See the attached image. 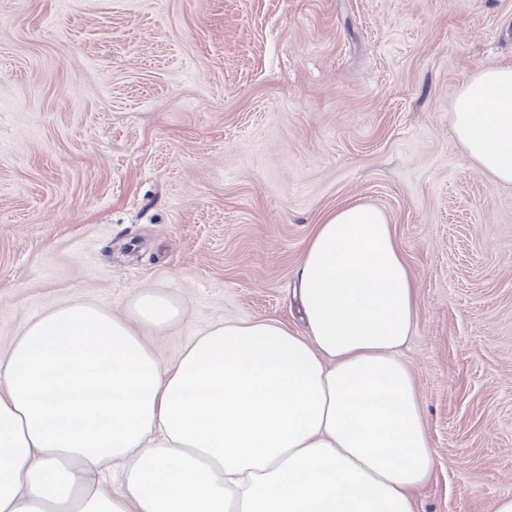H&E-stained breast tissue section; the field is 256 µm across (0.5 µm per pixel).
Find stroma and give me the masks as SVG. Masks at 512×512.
<instances>
[{
    "instance_id": "1",
    "label": "stroma",
    "mask_w": 512,
    "mask_h": 512,
    "mask_svg": "<svg viewBox=\"0 0 512 512\" xmlns=\"http://www.w3.org/2000/svg\"><path fill=\"white\" fill-rule=\"evenodd\" d=\"M512 0H0V349L60 303L175 363L209 326L301 322L315 224L367 202L417 286L402 352L435 466L418 512L512 496V184L465 156L461 81Z\"/></svg>"
}]
</instances>
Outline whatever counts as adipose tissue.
I'll use <instances>...</instances> for the list:
<instances>
[{
  "label": "adipose tissue",
  "mask_w": 512,
  "mask_h": 512,
  "mask_svg": "<svg viewBox=\"0 0 512 512\" xmlns=\"http://www.w3.org/2000/svg\"><path fill=\"white\" fill-rule=\"evenodd\" d=\"M453 131L512 184V66L461 82ZM306 332L215 324L171 365L141 324L173 317L143 292L134 319L46 309L0 354V512H417L434 454L401 348L415 281L388 215L321 218L293 273ZM130 461L118 495L94 476Z\"/></svg>",
  "instance_id": "obj_1"
}]
</instances>
